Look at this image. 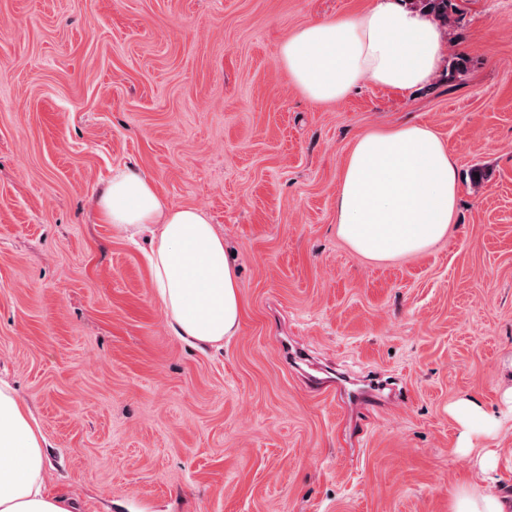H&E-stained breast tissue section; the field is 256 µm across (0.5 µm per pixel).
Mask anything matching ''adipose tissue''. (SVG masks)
Masks as SVG:
<instances>
[{
  "label": "adipose tissue",
  "instance_id": "obj_1",
  "mask_svg": "<svg viewBox=\"0 0 512 512\" xmlns=\"http://www.w3.org/2000/svg\"><path fill=\"white\" fill-rule=\"evenodd\" d=\"M444 29L401 0H377L358 17L305 25L279 46L277 62L314 102L340 100L364 81L403 95L437 72ZM458 194L456 164L432 129L381 127L355 142L341 168L337 232L372 260L420 253L447 237ZM94 209L129 236L149 235L154 297L177 336L215 346L237 334V270L204 212L165 202L153 180L131 167L113 171ZM450 414L462 428L458 449L478 447L491 433L512 429V384L502 390L497 413L466 396ZM481 469L483 486L462 490L453 512H512V496L493 489L491 465ZM44 470L40 431L13 390L0 385V512H72L70 502L45 490Z\"/></svg>",
  "mask_w": 512,
  "mask_h": 512
}]
</instances>
